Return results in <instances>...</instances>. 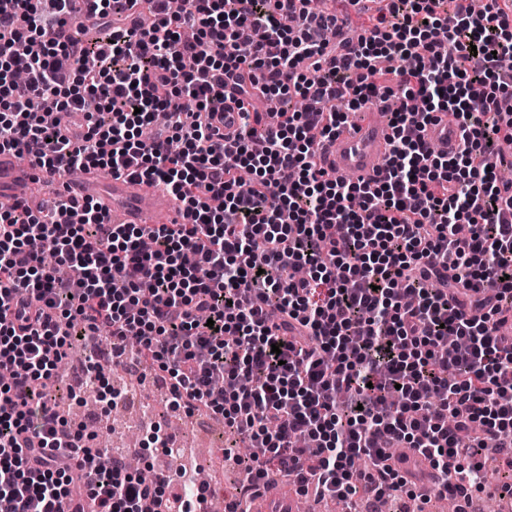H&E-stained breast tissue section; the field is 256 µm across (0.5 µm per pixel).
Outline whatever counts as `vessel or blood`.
<instances>
[{"mask_svg":"<svg viewBox=\"0 0 512 512\" xmlns=\"http://www.w3.org/2000/svg\"><path fill=\"white\" fill-rule=\"evenodd\" d=\"M424 136L434 151L445 152L456 148L461 131L440 115L427 126ZM389 140V115L383 112L380 102H371L358 121L325 141V166L336 179L379 180L384 174L381 161L389 151ZM39 184L79 201L94 200L111 214L116 224H172L181 219L179 200L146 182L116 178L110 195L104 196L99 192L97 170H86L75 180L53 177L44 169L19 164L11 152H0V202L31 203Z\"/></svg>","mask_w":512,"mask_h":512,"instance_id":"obj_1","label":"vessel or blood"}]
</instances>
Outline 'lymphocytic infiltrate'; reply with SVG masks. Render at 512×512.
Listing matches in <instances>:
<instances>
[{
	"instance_id": "obj_1",
	"label": "lymphocytic infiltrate",
	"mask_w": 512,
	"mask_h": 512,
	"mask_svg": "<svg viewBox=\"0 0 512 512\" xmlns=\"http://www.w3.org/2000/svg\"><path fill=\"white\" fill-rule=\"evenodd\" d=\"M137 2L93 0L95 37L64 40L72 0H0V149L147 180L184 207L151 227L92 201L0 208V500L60 512L78 481L74 512L206 503L83 446L52 404L73 337L105 333L128 366L166 373L173 407L263 448L242 460L248 491L275 471L347 504L418 498L427 467L467 512L486 459L512 473V222L496 171L512 149V0H385L345 31L315 0H187L179 15L151 0L148 29L130 20ZM228 77L243 101L278 100L277 123L243 104L224 137L212 103ZM396 90L409 105L391 114L384 179L329 178L315 138ZM439 113L462 130L447 155L424 139Z\"/></svg>"
}]
</instances>
